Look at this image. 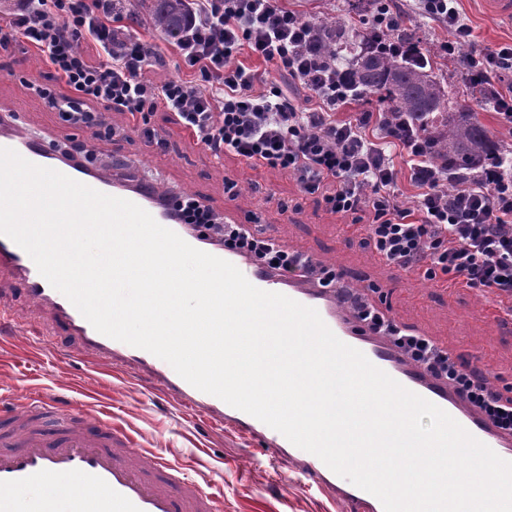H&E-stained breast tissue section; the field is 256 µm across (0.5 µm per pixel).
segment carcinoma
I'll use <instances>...</instances> for the list:
<instances>
[{
  "label": "carcinoma",
  "instance_id": "carcinoma-1",
  "mask_svg": "<svg viewBox=\"0 0 512 512\" xmlns=\"http://www.w3.org/2000/svg\"><path fill=\"white\" fill-rule=\"evenodd\" d=\"M191 0H151L153 28L175 39L182 31ZM363 8L348 11L341 24L317 26L321 53L331 62L349 67L351 82L377 95L381 111L400 113L422 135L435 163L447 164L457 173L484 174L487 165L503 159L502 173H512V149L498 146L481 125L468 103L448 110L446 85L435 72L440 48L424 46L401 30L392 35L378 26L370 32L359 30L361 15L381 9V0H356ZM394 40L407 46L415 58L391 52L379 53L374 45Z\"/></svg>",
  "mask_w": 512,
  "mask_h": 512
}]
</instances>
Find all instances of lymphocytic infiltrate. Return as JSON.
Masks as SVG:
<instances>
[{
  "mask_svg": "<svg viewBox=\"0 0 512 512\" xmlns=\"http://www.w3.org/2000/svg\"><path fill=\"white\" fill-rule=\"evenodd\" d=\"M177 48L192 79L162 84L146 81L151 57L147 44L111 24L118 0H15L7 27H0V48L24 42L44 54L56 87L40 88L49 107L68 124L99 138L112 133L107 114L120 110L148 117L163 108L184 130L220 157L231 153L248 164L285 171L303 195L364 226L365 242L386 262L430 281L454 282L484 296L512 301V181L487 175L448 193L436 170L425 162L414 131L371 133L378 115L358 113L339 121L336 111L361 99L348 73L325 64L317 49V30L279 0H195ZM422 11L452 29L445 46L455 54L470 42L472 27L456 0H419ZM92 40L106 57L90 64L80 50ZM274 64L309 91V105L297 108L275 83L239 61L241 51ZM464 70L489 77V103L512 120V90L497 79L512 71V44L472 52ZM96 101L99 111L87 108ZM404 152L417 190L415 208L404 207L389 189L397 179L391 150ZM182 224L211 244L241 257L255 258L280 274L336 286L343 272L258 240L241 224H226L192 197L177 207ZM351 310L372 333L382 335L435 379L447 382L467 404L493 424L512 433V401L488 383L482 370L456 363L431 339L386 320L365 298L348 295Z\"/></svg>",
  "mask_w": 512,
  "mask_h": 512,
  "instance_id": "lymphocytic-infiltrate-1",
  "label": "lymphocytic infiltrate"
}]
</instances>
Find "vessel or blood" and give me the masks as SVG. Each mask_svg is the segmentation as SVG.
<instances>
[{"instance_id": "1", "label": "vessel or blood", "mask_w": 512, "mask_h": 512, "mask_svg": "<svg viewBox=\"0 0 512 512\" xmlns=\"http://www.w3.org/2000/svg\"><path fill=\"white\" fill-rule=\"evenodd\" d=\"M484 13L512 28V0H480ZM0 147L28 161L55 169L102 193L129 200L162 226H181L159 185L144 180L118 182L110 170L90 171L63 163L44 137L13 128L0 131ZM259 289L284 294L318 311L343 342L407 389L436 404L501 458L512 461V435L502 432L480 412L463 403L448 384L437 381L406 360L345 309L331 292L304 279L283 278L259 264L220 251ZM0 269L22 285L30 307L50 313L57 332L68 336L78 353L119 367L148 369L159 390L211 423L231 428L261 444L267 462L290 458L307 484L323 489L337 503L355 502L364 512H383L381 502L333 473L317 456L289 442L253 416L201 392L153 354L98 333L78 309L39 273L30 256L0 235ZM0 512H220L219 501L204 483L188 477L181 466L159 451L140 448L132 436L85 409L58 411L51 398L22 401L0 424Z\"/></svg>"}]
</instances>
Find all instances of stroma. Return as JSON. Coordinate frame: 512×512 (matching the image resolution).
<instances>
[{"mask_svg":"<svg viewBox=\"0 0 512 512\" xmlns=\"http://www.w3.org/2000/svg\"><path fill=\"white\" fill-rule=\"evenodd\" d=\"M390 8L423 43L447 34L446 26L422 16L417 0H392ZM458 9L473 27L471 42L460 45L458 55L512 43V30L486 17L478 0H458ZM134 35L152 43L163 59L145 69L146 80L160 84L186 74L174 42L147 24ZM51 83L42 54L19 43L0 49V113L18 108L19 129L44 132L60 148L92 147L94 167L126 161L158 172L164 189L197 191L216 214L248 220L255 236L296 246L318 264L342 270L346 288L398 325L426 333L443 348L465 349L494 387L512 397V320L486 317L491 298L463 287L448 293L385 263L359 237L345 233L344 218L304 197L291 175L250 167L231 154L215 157L165 110L150 116L165 150L139 135L136 117L118 110L109 116L115 136L92 138L63 123L36 93V86ZM1 311L20 315L22 322L0 321V404L46 391L60 405L90 407L140 445L162 450L189 476L222 492L224 512H362L358 504L335 505L321 490L301 486L289 459L266 463L257 442L183 414L170 396L155 391L148 373L123 378L90 364L68 337L48 335L49 316L29 308L22 287L6 271L0 272Z\"/></svg>","mask_w":512,"mask_h":512,"instance_id":"1","label":"stroma"}]
</instances>
